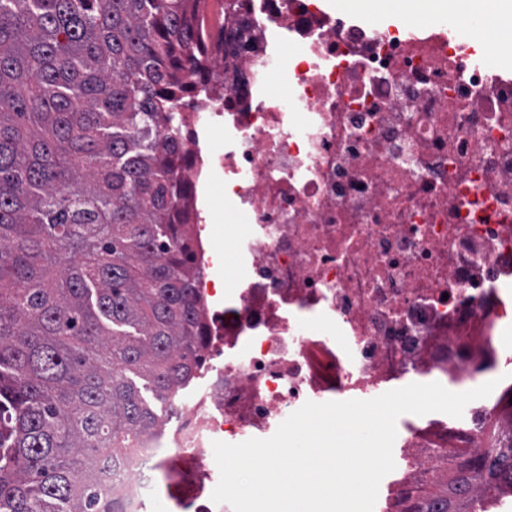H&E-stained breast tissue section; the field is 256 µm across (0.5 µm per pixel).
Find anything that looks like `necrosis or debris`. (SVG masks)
<instances>
[{
  "mask_svg": "<svg viewBox=\"0 0 512 512\" xmlns=\"http://www.w3.org/2000/svg\"><path fill=\"white\" fill-rule=\"evenodd\" d=\"M224 51L188 67L215 90L183 113L176 173L207 189V216L234 211L238 285L209 313L205 385L170 428L143 432L101 480L145 512L161 449L182 464V512H223L217 441L264 438L305 402L397 389L411 377L464 386L512 366V77L447 35L356 23L315 0H210ZM288 57L290 93H268ZM223 127L202 154L199 127ZM466 427L410 423L377 512L448 498V451L512 434L491 393Z\"/></svg>",
  "mask_w": 512,
  "mask_h": 512,
  "instance_id": "obj_1",
  "label": "necrosis or debris"
}]
</instances>
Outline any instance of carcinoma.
<instances>
[{
    "instance_id": "obj_1",
    "label": "carcinoma",
    "mask_w": 512,
    "mask_h": 512,
    "mask_svg": "<svg viewBox=\"0 0 512 512\" xmlns=\"http://www.w3.org/2000/svg\"><path fill=\"white\" fill-rule=\"evenodd\" d=\"M199 0H0V512H122L109 451L204 366L176 109ZM477 448L461 489L512 479Z\"/></svg>"
}]
</instances>
